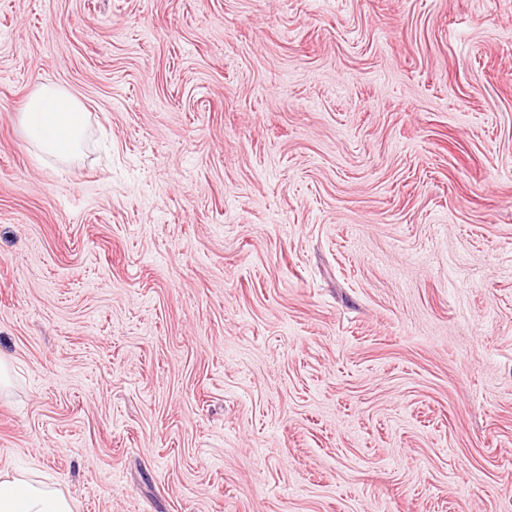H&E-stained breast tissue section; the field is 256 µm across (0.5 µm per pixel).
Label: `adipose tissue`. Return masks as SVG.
<instances>
[{"label":"adipose tissue","instance_id":"1","mask_svg":"<svg viewBox=\"0 0 512 512\" xmlns=\"http://www.w3.org/2000/svg\"><path fill=\"white\" fill-rule=\"evenodd\" d=\"M22 121L40 157L69 162L80 155L87 112L68 91L41 86L28 98ZM0 512H74V505L59 489L36 480L33 473H0Z\"/></svg>","mask_w":512,"mask_h":512}]
</instances>
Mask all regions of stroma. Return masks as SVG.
<instances>
[{
    "label": "stroma",
    "instance_id": "35a3bbf8",
    "mask_svg": "<svg viewBox=\"0 0 512 512\" xmlns=\"http://www.w3.org/2000/svg\"><path fill=\"white\" fill-rule=\"evenodd\" d=\"M0 357L75 512H512V0H0ZM22 121L29 142L41 158L69 162L80 155L88 125L87 112L68 91L42 85L28 98Z\"/></svg>",
    "mask_w": 512,
    "mask_h": 512
}]
</instances>
